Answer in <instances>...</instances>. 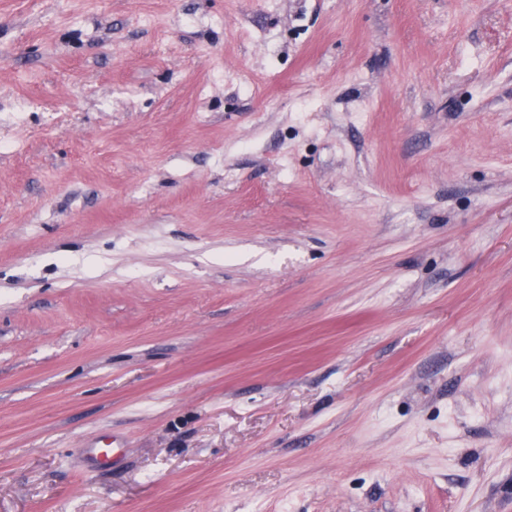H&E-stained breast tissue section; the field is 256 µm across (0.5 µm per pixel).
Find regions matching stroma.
I'll return each instance as SVG.
<instances>
[{
  "label": "stroma",
  "mask_w": 512,
  "mask_h": 512,
  "mask_svg": "<svg viewBox=\"0 0 512 512\" xmlns=\"http://www.w3.org/2000/svg\"><path fill=\"white\" fill-rule=\"evenodd\" d=\"M0 512H512V0H0Z\"/></svg>",
  "instance_id": "obj_1"
}]
</instances>
